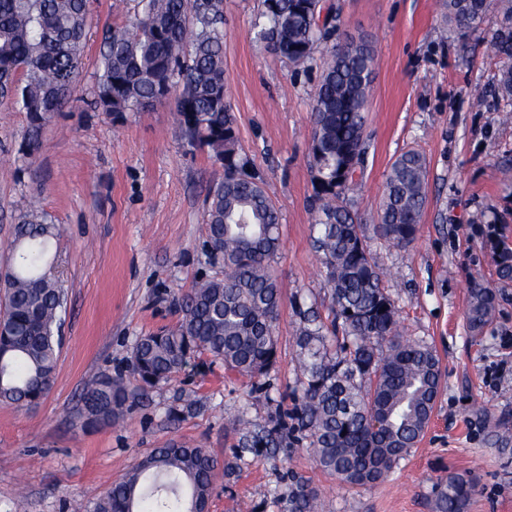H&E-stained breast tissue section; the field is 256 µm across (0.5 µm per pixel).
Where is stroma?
Instances as JSON below:
<instances>
[{"label": "stroma", "instance_id": "1", "mask_svg": "<svg viewBox=\"0 0 512 512\" xmlns=\"http://www.w3.org/2000/svg\"><path fill=\"white\" fill-rule=\"evenodd\" d=\"M115 0H91L76 92L23 159L27 117L0 106V267L10 262L19 215L30 201L61 227L51 269L69 294L55 384L33 410L0 405V512H68L89 491L105 492L151 449L169 440L200 445L223 463L210 512H281L289 474L309 478L319 512H433L435 483L475 479L466 512H512V447L488 439L512 421V282L501 283L493 253L512 248V100L498 89L503 67L490 47L500 16L479 29L444 25L437 0H335L338 41L375 47L366 112L369 148L358 210L371 219L390 164L405 150L427 162L428 199L408 248L372 242L390 270L402 335L432 345L441 388L429 426L394 471L351 487L317 468L307 443L262 442L296 380L295 294L330 304L313 247L308 150L318 70L302 71L250 34L260 0H224V79L240 144L280 216L274 266L282 288L278 361L265 389L250 391L222 361L202 354L153 388L120 422L85 427L79 396L102 375L130 374L137 339L176 323L177 300L205 277L224 274L204 246L206 196L223 175L188 147L174 101L127 114L97 111L93 89ZM497 293L482 331L466 314L470 288ZM179 411L171 420L170 411Z\"/></svg>", "mask_w": 512, "mask_h": 512}]
</instances>
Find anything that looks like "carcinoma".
Instances as JSON below:
<instances>
[{"label": "carcinoma", "mask_w": 512, "mask_h": 512, "mask_svg": "<svg viewBox=\"0 0 512 512\" xmlns=\"http://www.w3.org/2000/svg\"><path fill=\"white\" fill-rule=\"evenodd\" d=\"M134 14L107 26L95 108L121 122L175 99L187 143L224 169L208 189L205 245L222 258L224 277L203 278L181 300L176 324L139 338L133 376L102 375L83 391L87 427L112 425L207 353L256 388L277 362L281 288L280 214L251 160L242 153L224 81V0H134ZM502 16L492 37L505 60L500 89L512 98V0H439L445 24L474 29L490 7ZM338 13L322 0H261L253 40L296 68L319 64L308 165L314 193L313 242L331 294L327 316L300 297L296 317L298 385L293 407L267 430L310 441L317 467L351 487L384 481L413 448L431 418L441 370L436 351L399 332V309L370 241L405 249L416 240L427 200V164L415 149L391 165L377 208L364 224L356 209L368 144L367 102L374 66L370 41L352 40L315 57L336 34ZM91 24L88 0H0V104L26 113V155L43 127L70 100ZM57 225L36 206L19 217L15 262L0 283V404L29 409L51 391L62 346L67 298L46 270ZM498 280L512 281V250L495 256ZM494 289H470L467 321L480 330L496 306ZM218 460L188 442L152 449L101 496L71 512H194L215 489ZM472 479L435 485V512H465ZM284 512H318L309 480L291 476Z\"/></svg>", "instance_id": "carcinoma-1"}]
</instances>
